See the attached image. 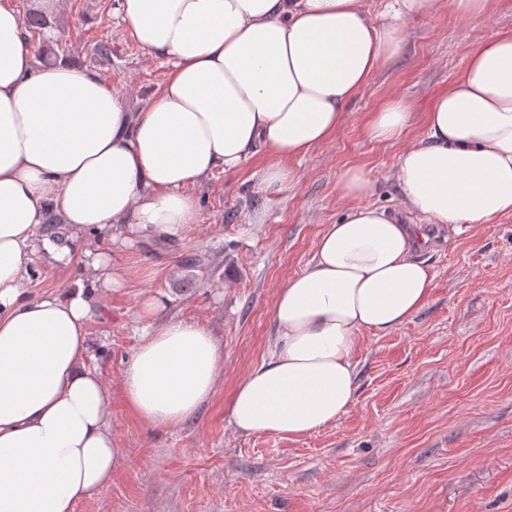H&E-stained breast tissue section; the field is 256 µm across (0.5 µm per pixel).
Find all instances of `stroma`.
<instances>
[{
  "mask_svg": "<svg viewBox=\"0 0 512 512\" xmlns=\"http://www.w3.org/2000/svg\"><path fill=\"white\" fill-rule=\"evenodd\" d=\"M41 0L64 31L82 27L112 40L102 85L131 109L167 81L170 66L132 38L107 0ZM512 31V0H496L474 24L452 12L409 22L400 54L350 105L336 137L293 160L294 193L270 200L218 173L188 186L201 213L178 239L143 245L115 241L122 276L93 326L92 366L112 391V433L127 450L97 500L76 512H512V215L454 233H434L420 252L431 269L426 306L385 336L366 334L358 353L353 405L334 425L288 439L245 434L227 414L235 383L266 355L278 289L302 272L323 225L346 212L340 174L370 172L373 205L397 208L392 176L404 140L366 135L372 112L389 97L424 114L447 88L479 36ZM261 223L245 224L246 213ZM198 254L203 266L188 268ZM162 292V319L193 321L224 349V376L193 418L151 428L127 410L121 371L154 322L141 298Z\"/></svg>",
  "mask_w": 512,
  "mask_h": 512,
  "instance_id": "obj_1",
  "label": "stroma"
}]
</instances>
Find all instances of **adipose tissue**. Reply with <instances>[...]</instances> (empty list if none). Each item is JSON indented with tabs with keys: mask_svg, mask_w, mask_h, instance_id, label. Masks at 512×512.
Listing matches in <instances>:
<instances>
[{
	"mask_svg": "<svg viewBox=\"0 0 512 512\" xmlns=\"http://www.w3.org/2000/svg\"><path fill=\"white\" fill-rule=\"evenodd\" d=\"M493 7L390 0L378 22L365 0H119L131 36L171 67L134 112L76 61L35 68L22 20L0 4V512H76L120 468L112 393L89 362L91 325L121 282L106 243L176 237L199 221L185 186L236 175L258 154L268 162L250 175L253 191L287 197L300 180L289 161L335 138L410 20L450 8L479 22ZM412 123L395 97L366 134L389 142ZM424 125L394 167L399 210L367 204L374 181L362 167L340 175L348 212L279 288L268 354L227 401L240 431L295 438L348 411L364 332L391 333L430 298L413 221L458 232L512 214V31L468 49ZM37 256L67 275L34 296ZM223 372L208 330L161 320L124 364V399L149 427L179 424Z\"/></svg>",
	"mask_w": 512,
	"mask_h": 512,
	"instance_id": "obj_1",
	"label": "adipose tissue"
}]
</instances>
